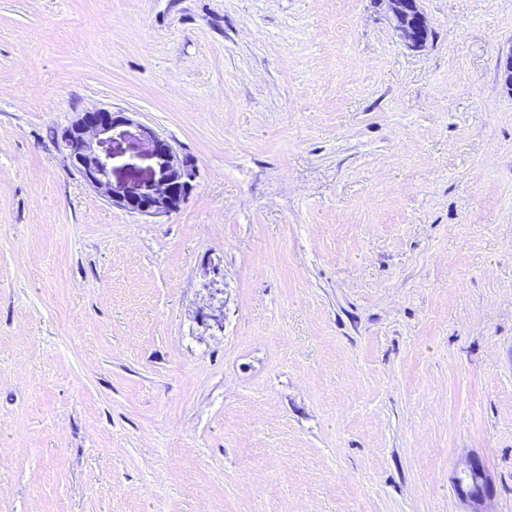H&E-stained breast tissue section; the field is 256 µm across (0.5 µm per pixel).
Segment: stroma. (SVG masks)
I'll return each instance as SVG.
<instances>
[{
	"label": "stroma",
	"instance_id": "35a3bbf8",
	"mask_svg": "<svg viewBox=\"0 0 512 512\" xmlns=\"http://www.w3.org/2000/svg\"><path fill=\"white\" fill-rule=\"evenodd\" d=\"M419 7L0 0V512H512V0ZM393 27L413 47L422 46L428 36V24L418 0H384ZM130 122L125 112L101 108L83 112L61 133L66 157L84 182L112 206L149 217L170 214L183 202L195 172L167 139L149 127H139V132L152 144L155 166L150 177L123 192L112 188V158L103 147L114 130Z\"/></svg>",
	"mask_w": 512,
	"mask_h": 512
}]
</instances>
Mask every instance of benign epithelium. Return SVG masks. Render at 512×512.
Here are the masks:
<instances>
[{"mask_svg": "<svg viewBox=\"0 0 512 512\" xmlns=\"http://www.w3.org/2000/svg\"><path fill=\"white\" fill-rule=\"evenodd\" d=\"M384 2L399 36L413 47L422 46L428 36V24L418 0ZM128 124L130 119L124 112L95 108L82 113L61 133L66 157L84 182L112 205L142 216L170 214L183 202L195 172L167 139L149 127L143 126L139 132L152 144L155 166L150 177L123 192L112 188L111 156L103 147L112 140L114 130Z\"/></svg>", "mask_w": 512, "mask_h": 512, "instance_id": "1", "label": "benign epithelium"}]
</instances>
